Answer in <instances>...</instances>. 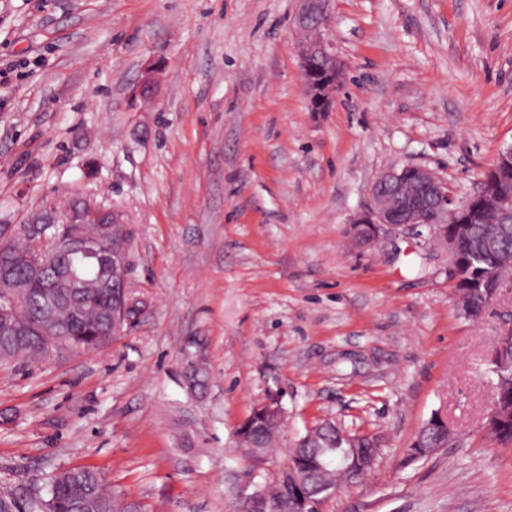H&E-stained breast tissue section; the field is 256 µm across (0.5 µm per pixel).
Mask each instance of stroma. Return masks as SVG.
<instances>
[{
  "mask_svg": "<svg viewBox=\"0 0 512 512\" xmlns=\"http://www.w3.org/2000/svg\"><path fill=\"white\" fill-rule=\"evenodd\" d=\"M297 7L0 0V229L94 194L127 222L146 303L110 346L0 365V490L43 496L87 465L149 512H233L237 429L279 390L261 482L329 419L380 452L322 512H512V447L485 432L506 305L465 319L446 249L400 227L365 250L350 226L391 167L466 199L512 146V0H330L345 77L326 112ZM437 414L454 440L407 461Z\"/></svg>",
  "mask_w": 512,
  "mask_h": 512,
  "instance_id": "obj_1",
  "label": "stroma"
}]
</instances>
